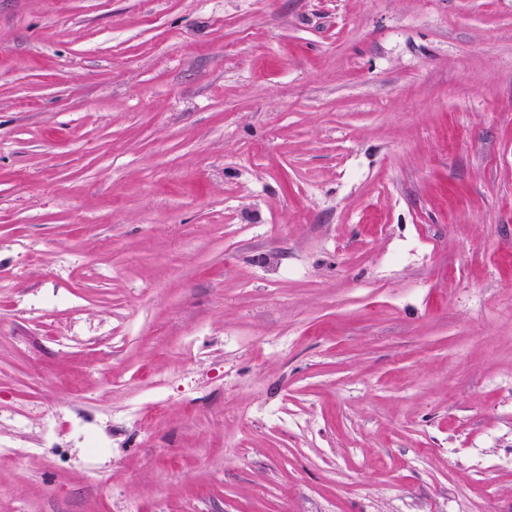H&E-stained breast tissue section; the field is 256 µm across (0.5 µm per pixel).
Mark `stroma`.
<instances>
[{"mask_svg":"<svg viewBox=\"0 0 512 512\" xmlns=\"http://www.w3.org/2000/svg\"><path fill=\"white\" fill-rule=\"evenodd\" d=\"M0 512H512V0H0Z\"/></svg>","mask_w":512,"mask_h":512,"instance_id":"1","label":"stroma"}]
</instances>
